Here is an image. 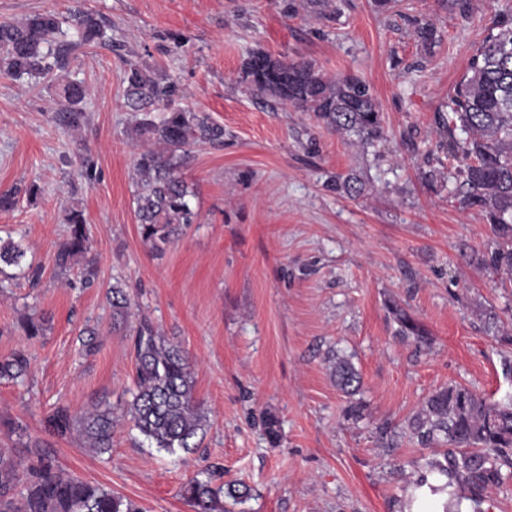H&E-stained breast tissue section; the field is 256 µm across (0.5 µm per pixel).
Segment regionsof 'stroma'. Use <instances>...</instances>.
<instances>
[{"label":"stroma","instance_id":"1","mask_svg":"<svg viewBox=\"0 0 512 512\" xmlns=\"http://www.w3.org/2000/svg\"><path fill=\"white\" fill-rule=\"evenodd\" d=\"M77 10L102 16L112 36L71 64L87 86L84 128L55 121L47 83L0 73V189L40 187L36 200L0 212V236L20 241L42 269L35 284L0 277V358L22 348L31 360L27 376L0 383V420L22 424L64 474L142 512H194L180 490L215 468L222 484L249 490L224 498L225 512H401L405 487L434 456L405 428L423 401L451 383L512 396L501 370L508 348L486 324L494 315L512 329V288L477 263L490 228L479 209L460 207L448 178L457 163L436 148L449 95L494 20L512 18V0H470L465 16L444 0H396L388 10L375 0H0V22ZM422 16L437 31L429 48L413 34ZM257 48L361 78L385 139L359 148L311 113L250 93L240 68ZM129 59L176 84V107L224 128L222 146L195 147L181 168L196 191V223L158 251L133 202ZM85 156L96 165L90 184ZM352 172L366 181L361 196L327 188L330 176ZM74 207L87 220L90 283L83 264H55ZM116 283L131 299L119 327ZM394 304L424 325L429 345L398 336ZM28 316L47 318L44 335H26ZM142 319L193 361L209 418L195 448L160 451L126 418L106 453L51 434L45 419L57 405L79 415L131 401L132 330ZM88 329L99 341L90 354L79 342ZM336 351L362 377L356 422L331 376ZM268 414L280 426L275 446L264 435Z\"/></svg>","mask_w":512,"mask_h":512}]
</instances>
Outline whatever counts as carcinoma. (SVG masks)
<instances>
[{
    "label": "carcinoma",
    "mask_w": 512,
    "mask_h": 512,
    "mask_svg": "<svg viewBox=\"0 0 512 512\" xmlns=\"http://www.w3.org/2000/svg\"><path fill=\"white\" fill-rule=\"evenodd\" d=\"M415 33L428 47L436 42L434 24L414 19ZM497 34L472 57L469 73L455 86L449 99L451 116L440 119L439 147L461 161L456 168V195L464 208L482 211L493 246L477 258L478 264L501 282L512 283V55L502 58L498 48L512 44V20H496ZM106 25L92 12L67 16L38 12L19 21L0 22V72L15 78L51 81L57 96L59 123L68 130L82 129L88 116L82 103L83 81L71 76L72 55L80 48L106 44ZM242 80L251 93L268 96L283 108L313 113L318 123L338 134H352L364 146L384 139L382 113L370 86L345 75L326 76L307 60L274 57L254 50L242 64ZM127 104L138 112L130 130L132 139L152 144L138 153L135 162L134 201L144 241L158 250L192 224L197 213L192 205L194 189L180 173L182 156L193 146L221 144L224 127L203 112L172 107L176 85L162 72L127 62ZM363 187L357 174L336 175L330 188L353 197ZM34 184L0 190V212L15 209L20 197L33 199ZM69 237L55 257L65 271L85 257L89 237L80 211L67 216ZM16 268L35 281L40 269L26 261V250L12 238L0 237V275ZM130 302L124 289L112 286V319L128 315ZM399 324L398 335L422 346L429 342L425 327L407 311L390 307ZM135 392L126 414L149 444L175 454L195 447L193 439L208 426V418L194 395L193 363L179 345L161 336L147 320L133 330ZM336 385L353 397L361 378L350 359L336 353L329 358ZM30 362L20 349L0 359V381L25 375ZM119 422L110 406L74 415L66 406L47 416V426L63 436L77 432L91 450L105 453ZM407 430L423 448H440V457L427 462V474L412 490L427 487L431 494H447L442 512H460V501L451 487L468 489L472 512H486L487 492L512 478V396L491 401L473 390L451 384L434 391L408 419ZM40 460V468L26 490L22 462L12 448H0V512H142L132 502L111 491L57 471L41 445L24 444ZM220 490L212 477L195 478L184 496L195 512H220Z\"/></svg>",
    "instance_id": "1"
}]
</instances>
